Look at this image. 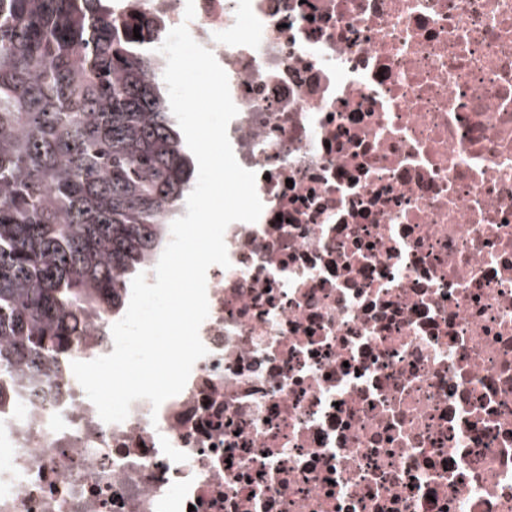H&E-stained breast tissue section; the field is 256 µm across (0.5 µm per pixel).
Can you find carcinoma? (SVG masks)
<instances>
[{
	"label": "carcinoma",
	"instance_id": "obj_1",
	"mask_svg": "<svg viewBox=\"0 0 512 512\" xmlns=\"http://www.w3.org/2000/svg\"><path fill=\"white\" fill-rule=\"evenodd\" d=\"M112 3L0 0V371L120 316L194 187L159 21Z\"/></svg>",
	"mask_w": 512,
	"mask_h": 512
}]
</instances>
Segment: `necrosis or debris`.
Returning a JSON list of instances; mask_svg holds the SVG:
<instances>
[{
    "mask_svg": "<svg viewBox=\"0 0 512 512\" xmlns=\"http://www.w3.org/2000/svg\"><path fill=\"white\" fill-rule=\"evenodd\" d=\"M140 3L227 73L263 212L159 409L0 376V512H512V0Z\"/></svg>",
    "mask_w": 512,
    "mask_h": 512,
    "instance_id": "1",
    "label": "necrosis or debris"
}]
</instances>
